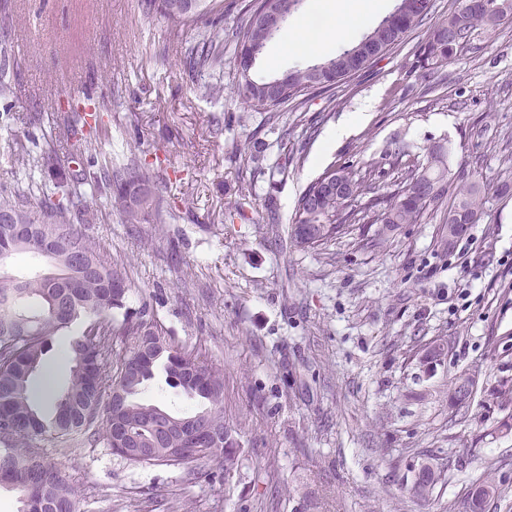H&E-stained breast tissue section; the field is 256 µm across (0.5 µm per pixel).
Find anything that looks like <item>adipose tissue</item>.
Returning a JSON list of instances; mask_svg holds the SVG:
<instances>
[{
  "label": "adipose tissue",
  "instance_id": "ef3b65f1",
  "mask_svg": "<svg viewBox=\"0 0 512 512\" xmlns=\"http://www.w3.org/2000/svg\"><path fill=\"white\" fill-rule=\"evenodd\" d=\"M383 0H314L313 11L321 14L323 24L310 29L299 23L293 30L292 43L304 54L324 53L326 46L340 45L351 30L369 22Z\"/></svg>",
  "mask_w": 512,
  "mask_h": 512
}]
</instances>
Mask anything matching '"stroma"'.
Instances as JSON below:
<instances>
[{
	"label": "stroma",
	"instance_id": "obj_1",
	"mask_svg": "<svg viewBox=\"0 0 512 512\" xmlns=\"http://www.w3.org/2000/svg\"><path fill=\"white\" fill-rule=\"evenodd\" d=\"M250 2L224 15L218 99L182 62L198 27L173 37L140 0L0 9L17 63L14 94L0 99V192L50 181L23 156L50 138L66 157L60 108L70 91L108 84L103 151L157 169L179 206L127 224L90 191L86 230L125 267L130 308L149 303L174 345L222 370L226 417L239 425L230 471L130 465L101 419L47 444L48 461L78 512H465L490 465L497 490L482 512H512V197L453 241L436 205L419 223L359 224L315 249L288 239L310 182L398 145L415 159L450 148L454 168L490 183L512 173V23L475 31L453 64L427 73L411 68L427 32L416 27L330 91L270 113L232 91V32ZM424 464L435 482L420 499L410 488Z\"/></svg>",
	"mask_w": 512,
	"mask_h": 512
}]
</instances>
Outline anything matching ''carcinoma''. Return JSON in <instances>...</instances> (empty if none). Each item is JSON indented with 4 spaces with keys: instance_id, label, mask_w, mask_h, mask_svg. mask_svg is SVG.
<instances>
[{
    "instance_id": "cac0c4a2",
    "label": "carcinoma",
    "mask_w": 512,
    "mask_h": 512,
    "mask_svg": "<svg viewBox=\"0 0 512 512\" xmlns=\"http://www.w3.org/2000/svg\"><path fill=\"white\" fill-rule=\"evenodd\" d=\"M304 0H253L249 15L235 30L236 53L247 49L259 57L269 41L285 33L289 18ZM148 11L165 17L173 35L203 25L198 41L184 59L197 73L224 70V0H143ZM430 0H398L370 32L344 44L339 52L315 64L297 66L287 78L238 74L234 93L254 107L272 111L303 92L325 90L369 63L368 56L386 49L422 24ZM512 21V0H461L448 17L434 23L417 46L414 66L437 70L455 61L458 49L480 28ZM11 59L0 49V98L13 94ZM91 112L69 104L59 118V134L70 143L67 166L52 184L27 185L0 193V249L48 262L46 271L28 277L0 275V489L18 494L17 512H77L74 491L45 456L46 441L68 439L89 431L99 414L105 417L110 448H140L124 459L141 468L184 467L211 461L231 470L238 456L212 447L213 438L230 430L224 412V374L204 360L173 345L162 335L147 308L131 315L126 307L129 278L120 264L100 255L85 232L96 220L83 203L84 187L109 194L110 204L126 224H142L164 209L157 176L145 166L117 165L100 151L102 117L112 111V94L90 99ZM57 160L54 143L27 159L29 168H47ZM336 193L317 195L320 180L303 191L292 219L290 240L298 249L315 248L363 221L415 224L432 204L448 200V240L453 225L476 224L492 197L512 195V176L500 177L489 192L453 170L451 152L432 150L426 158L404 160L402 180L383 187L382 163L365 170L334 165ZM151 188L150 204L132 209L118 205L121 185ZM126 345L123 357L108 366L113 345ZM63 347L70 364L67 386L47 402L35 400L37 379L48 373V353ZM162 368L165 383L189 400L205 405L195 413L174 416L142 400L148 383Z\"/></svg>"
}]
</instances>
